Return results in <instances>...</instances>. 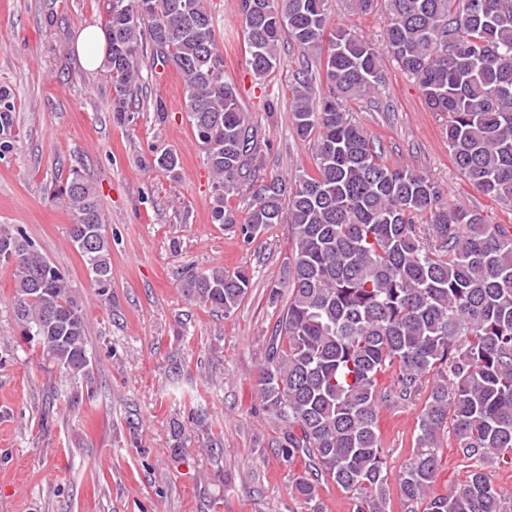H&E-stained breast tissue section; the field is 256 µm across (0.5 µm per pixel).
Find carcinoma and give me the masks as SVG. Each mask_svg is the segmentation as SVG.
Here are the masks:
<instances>
[{"mask_svg": "<svg viewBox=\"0 0 512 512\" xmlns=\"http://www.w3.org/2000/svg\"><path fill=\"white\" fill-rule=\"evenodd\" d=\"M332 0H240L248 64L257 77L280 64L288 39L319 61L297 73L291 112L298 138L313 140L312 171L273 177L253 191L245 217L228 197L262 163L257 131L224 79V52L205 0H103L112 112L130 120L146 54L183 81L184 110L213 174L211 219L246 243L274 224L294 234L284 265L289 290L259 371L264 407L284 423L276 440L304 463L292 487L322 512L314 474L350 495L353 512H388L389 474L379 406L427 398L415 448L399 475L406 512H512V495L482 463L512 458V233L443 199L421 172L389 166L351 104L377 96L386 77L376 46L340 27L325 36ZM385 13L384 40L413 78L457 168L476 189L512 207V0H351ZM11 89L0 86V153L16 138ZM72 217L69 237L110 296L111 240L95 186L73 169L56 192ZM426 222H421V219ZM0 263L13 268L12 311L23 342L75 382L92 383L87 328L67 274L19 225H0ZM244 270L188 274V299L231 315L250 288ZM391 391L381 388L386 371ZM470 462L460 487L431 495L443 438ZM173 451L189 446L183 425Z\"/></svg>", "mask_w": 512, "mask_h": 512, "instance_id": "1", "label": "carcinoma"}]
</instances>
